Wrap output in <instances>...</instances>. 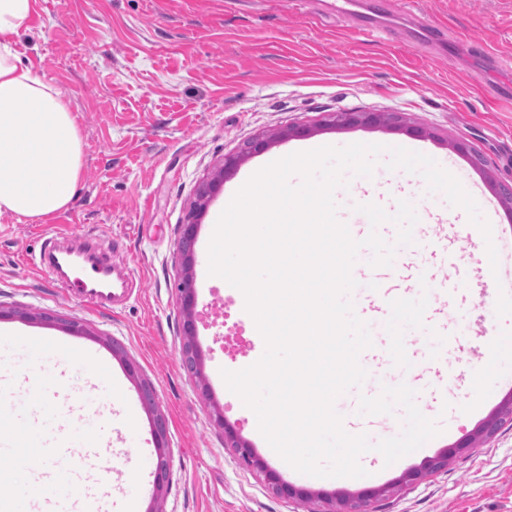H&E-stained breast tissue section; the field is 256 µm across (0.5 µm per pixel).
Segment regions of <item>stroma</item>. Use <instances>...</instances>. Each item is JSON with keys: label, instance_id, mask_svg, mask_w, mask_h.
<instances>
[{"label": "stroma", "instance_id": "35a3bbf8", "mask_svg": "<svg viewBox=\"0 0 512 512\" xmlns=\"http://www.w3.org/2000/svg\"><path fill=\"white\" fill-rule=\"evenodd\" d=\"M382 31L369 38L334 0H34L17 48L43 76L70 97L84 140V170L69 208L44 223L0 215V307L15 317L0 321L28 336L70 337L79 323L82 344L101 356L97 368L64 365L50 355L0 341V367L18 379L36 377L46 398L59 390L85 406L72 427L93 430L112 418L119 402L137 403L123 421L128 456L115 457L99 488L121 498L140 485L138 512L159 502L161 512H328L362 491L360 483L308 484L302 473L270 454L254 432L240 396L223 371L259 359L260 337L238 289L196 267L209 284L197 296L196 344L200 374L183 365L182 312L176 300L178 229L200 183L225 155L259 134L292 124L314 126L313 140L343 147L358 141L383 145L406 139L384 126H324V113L402 112L427 128L420 144L434 160L453 163L466 191L496 200L490 179L512 181V0H389ZM427 27L442 29L445 43L418 40ZM466 142L485 159L474 167L452 147ZM334 198L337 217L362 221L363 184L395 203L414 198L417 214L455 215L454 262L459 284L480 269L482 291L452 307L448 318L470 353L442 349L423 319L408 317L407 336L423 359L447 361L460 374L455 386L437 382L439 409L417 405L439 429L426 455H409L383 467L374 512H512V421L488 436L481 427L512 399V350L483 346L475 332L512 336V315L497 317L499 291L512 287V202L498 208L493 244H473L463 209L428 192L420 174L391 170L378 160L371 178L348 175ZM76 249L95 238L134 292L123 306L93 310L66 296L60 280L38 265L46 239ZM50 320H40V313ZM137 366L131 377L127 364ZM149 381L168 427L171 481L155 500L157 459L152 415L140 406L139 382ZM222 409L256 456L289 484L310 486L316 499L277 495L263 472L247 466L211 421ZM477 434L473 447H461ZM449 452L446 468L409 484L407 472L426 458Z\"/></svg>", "mask_w": 512, "mask_h": 512}]
</instances>
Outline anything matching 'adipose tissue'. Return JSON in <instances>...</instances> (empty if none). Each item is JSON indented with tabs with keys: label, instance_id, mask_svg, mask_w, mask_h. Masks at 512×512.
Segmentation results:
<instances>
[{
	"label": "adipose tissue",
	"instance_id": "ef3b65f1",
	"mask_svg": "<svg viewBox=\"0 0 512 512\" xmlns=\"http://www.w3.org/2000/svg\"><path fill=\"white\" fill-rule=\"evenodd\" d=\"M32 0H0V214L37 222L65 211L83 168V140L65 91L16 48Z\"/></svg>",
	"mask_w": 512,
	"mask_h": 512
}]
</instances>
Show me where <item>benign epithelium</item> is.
Returning a JSON list of instances; mask_svg holds the SVG:
<instances>
[{"label":"benign epithelium","mask_w":512,"mask_h":512,"mask_svg":"<svg viewBox=\"0 0 512 512\" xmlns=\"http://www.w3.org/2000/svg\"><path fill=\"white\" fill-rule=\"evenodd\" d=\"M321 124L332 126H403L408 132L416 136L428 134L426 128L408 123L405 117L397 112H330L323 117ZM314 130L315 127L313 126L293 124L272 134L256 136L247 141L240 151L224 156V162L220 168L199 185L196 199L187 212L184 223L179 225V237L175 252L176 262L180 268L177 302L183 314L182 335L184 337V344L182 358L189 372L193 374L199 373L197 366L200 365L194 341L197 306L196 290L194 288L195 243L200 218L205 214L212 196L223 187L224 175L237 169L250 156L268 149L274 141L282 138L306 137L311 135ZM140 397L148 411L153 413L152 435L157 449L155 488L156 495L159 496L164 492L169 477L167 422L164 415L158 410L151 385L145 381L140 382ZM212 423L224 435L225 443L235 449L239 457L247 465L265 472L267 482L278 495L296 500H310L317 497V494L312 490L281 482L277 473L269 469L265 462L254 454L249 445L238 438L235 430L224 422L223 411H214ZM453 452L454 449L450 448L448 452L428 460L427 465L423 469L409 473L406 476V482L412 483L425 473L434 472L446 467L448 465V456ZM378 496L379 491L377 490H364L343 503V512H371V505Z\"/></svg>","instance_id":"obj_1"}]
</instances>
